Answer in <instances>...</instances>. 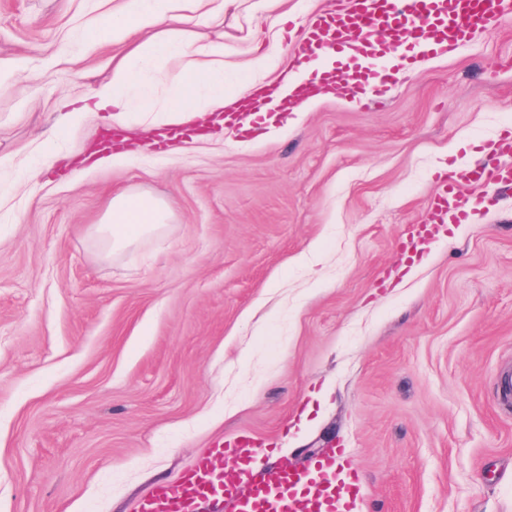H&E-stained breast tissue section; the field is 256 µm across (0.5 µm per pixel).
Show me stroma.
I'll return each instance as SVG.
<instances>
[{"instance_id": "stroma-1", "label": "stroma", "mask_w": 512, "mask_h": 512, "mask_svg": "<svg viewBox=\"0 0 512 512\" xmlns=\"http://www.w3.org/2000/svg\"><path fill=\"white\" fill-rule=\"evenodd\" d=\"M126 0H0V512H138L241 435L303 467L344 448L360 512H512V193L413 251L449 169L512 128V15L418 58L379 99L344 94L240 135L86 113ZM230 0L179 29L226 81L279 83L333 0L285 17ZM268 57L263 70L251 62ZM169 202L107 257L112 195Z\"/></svg>"}]
</instances>
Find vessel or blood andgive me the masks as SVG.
<instances>
[{
  "label": "vessel or blood",
  "mask_w": 512,
  "mask_h": 512,
  "mask_svg": "<svg viewBox=\"0 0 512 512\" xmlns=\"http://www.w3.org/2000/svg\"><path fill=\"white\" fill-rule=\"evenodd\" d=\"M511 10L512 0H336L335 11L320 16L308 36L297 43L295 59L304 66L322 55L335 57L329 79L336 89L351 93L366 87L380 92L394 79V70L362 72L346 64L345 56L356 52L382 58L392 46L404 42L441 54ZM315 93V86L307 81L295 91L281 84L262 101L229 115L227 123L244 129L252 124L255 113L270 108L286 112ZM487 180L511 189L512 165L458 168L449 173L435 198L438 223L455 222L479 210L482 200L472 189ZM264 455V448L249 437L211 449L180 482L160 487L143 499L139 512H201L206 503L220 497L236 499L237 512H354L360 477L342 451L315 457L301 472L265 466Z\"/></svg>",
  "instance_id": "b4317fda"
}]
</instances>
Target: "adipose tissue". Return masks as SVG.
Wrapping results in <instances>:
<instances>
[{
	"mask_svg": "<svg viewBox=\"0 0 512 512\" xmlns=\"http://www.w3.org/2000/svg\"><path fill=\"white\" fill-rule=\"evenodd\" d=\"M173 3L127 0L125 8L102 20L88 37L94 44L128 47L113 64L109 82L95 93L98 107H111L110 119L117 125L137 122L162 126L207 120L234 107L256 88L248 79L226 86L223 45L196 48L189 41L167 35V27L182 21ZM175 58L185 59L186 64L165 99L157 100L145 91L142 63ZM170 216L167 201L146 193L122 192L110 199L101 222L91 226L90 234L99 250L111 256L142 238L161 233Z\"/></svg>",
	"mask_w": 512,
	"mask_h": 512,
	"instance_id": "1",
	"label": "adipose tissue"
}]
</instances>
